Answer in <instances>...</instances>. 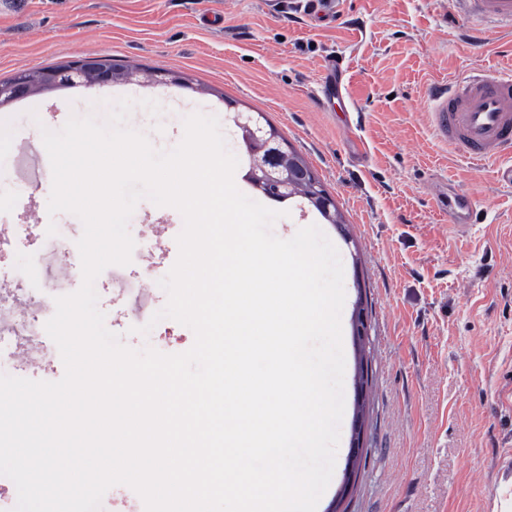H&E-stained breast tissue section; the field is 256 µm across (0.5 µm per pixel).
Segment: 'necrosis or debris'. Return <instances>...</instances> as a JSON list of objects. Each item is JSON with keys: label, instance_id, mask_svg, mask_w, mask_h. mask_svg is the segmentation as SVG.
Here are the masks:
<instances>
[{"label": "necrosis or debris", "instance_id": "necrosis-or-debris-1", "mask_svg": "<svg viewBox=\"0 0 512 512\" xmlns=\"http://www.w3.org/2000/svg\"><path fill=\"white\" fill-rule=\"evenodd\" d=\"M82 225L61 224L48 235L43 224L0 223V373L19 377L35 370L50 377L53 369L39 355L48 348L46 322L55 313V297L67 289L57 281L54 270L66 266L71 279H81L77 240ZM31 253L27 267L12 265L16 250ZM96 292L111 302L138 292L144 283L128 267L108 266L96 279Z\"/></svg>", "mask_w": 512, "mask_h": 512}]
</instances>
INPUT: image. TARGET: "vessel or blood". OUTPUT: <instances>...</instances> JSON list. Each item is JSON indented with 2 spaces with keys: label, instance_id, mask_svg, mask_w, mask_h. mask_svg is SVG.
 I'll use <instances>...</instances> for the list:
<instances>
[{
  "label": "vessel or blood",
  "instance_id": "vessel-or-blood-1",
  "mask_svg": "<svg viewBox=\"0 0 512 512\" xmlns=\"http://www.w3.org/2000/svg\"><path fill=\"white\" fill-rule=\"evenodd\" d=\"M469 13L512 27V0H464ZM432 127L444 143L472 161L512 159V74L470 73L431 94ZM448 221L466 232L473 218L467 196L445 198Z\"/></svg>",
  "mask_w": 512,
  "mask_h": 512
}]
</instances>
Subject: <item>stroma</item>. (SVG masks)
Listing matches in <instances>:
<instances>
[{
	"mask_svg": "<svg viewBox=\"0 0 512 512\" xmlns=\"http://www.w3.org/2000/svg\"><path fill=\"white\" fill-rule=\"evenodd\" d=\"M327 25L293 0H0V80L78 58H112L191 77L190 89L118 84L52 90L0 106V152L28 154L43 129L84 116L93 101L134 99L128 127L165 151L190 113L220 121L240 166L234 180L252 200L280 211L272 233L292 238L318 224L337 248L347 307L357 281L372 304L374 365L367 465L348 512H494L501 476L512 474V188L498 161H467L430 126L432 83L477 69L512 68V29L475 20L460 0H335ZM340 63L329 71L330 60ZM144 98L161 110L141 107ZM260 112L316 171L352 243L299 199L265 198L243 179L240 130L224 109ZM31 201L0 178V220L77 223L49 216L48 157ZM468 196L469 231L448 227L431 190ZM131 236L148 229L166 267L178 257L182 215L141 200ZM124 344L188 351L193 331L165 318Z\"/></svg>",
	"mask_w": 512,
	"mask_h": 512,
	"instance_id": "stroma-1",
	"label": "stroma"
}]
</instances>
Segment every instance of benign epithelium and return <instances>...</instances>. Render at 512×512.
Wrapping results in <instances>:
<instances>
[{"instance_id":"7a95c632","label":"benign epithelium","mask_w":512,"mask_h":512,"mask_svg":"<svg viewBox=\"0 0 512 512\" xmlns=\"http://www.w3.org/2000/svg\"><path fill=\"white\" fill-rule=\"evenodd\" d=\"M80 78L83 79V84L88 86L112 83H171L181 87L189 86L184 77L170 71L148 72L139 68L116 70L110 62L77 61L62 69L45 68L34 75L22 76L7 83L0 82V102L10 103L44 89L71 85ZM234 122L244 132V142L250 161V176L257 184H272L284 198L302 196L321 209L330 210L329 202L324 195L315 191L302 192V183L288 170L287 150L283 148L280 140L267 130L262 122V116L238 112L234 116ZM363 435L364 416L359 415L354 421L350 457L363 455Z\"/></svg>"}]
</instances>
